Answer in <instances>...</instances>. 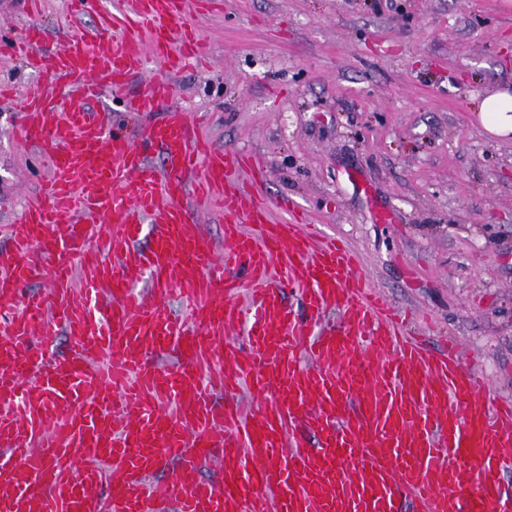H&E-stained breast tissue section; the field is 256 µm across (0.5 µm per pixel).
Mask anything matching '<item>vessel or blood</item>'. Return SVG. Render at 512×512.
<instances>
[{
	"instance_id": "obj_1",
	"label": "vessel or blood",
	"mask_w": 512,
	"mask_h": 512,
	"mask_svg": "<svg viewBox=\"0 0 512 512\" xmlns=\"http://www.w3.org/2000/svg\"><path fill=\"white\" fill-rule=\"evenodd\" d=\"M98 2L70 0L71 21H97L61 51L44 50L35 23L0 48L83 100L61 108L46 90L12 96L20 140L47 175L11 224L12 260L0 265V512H402L406 502L414 512H512L501 490L512 400L488 399L487 379L456 344L433 350L402 335L409 313L375 289L347 243L318 237L296 209L272 221L268 201L232 185L238 170L263 180L261 162L198 140L186 112L169 110L138 143L109 133L95 105L103 88L123 93L133 114L170 98L164 80L124 90L145 55L175 72L200 60L191 15L208 0ZM193 194L223 211V253L187 205ZM94 218L108 224L105 239ZM143 271L146 295L133 286ZM42 277L50 289L29 291ZM174 291L190 300L189 318L168 309ZM238 327L249 352L232 384L263 398L247 418L218 404L201 374ZM62 333L68 352H46ZM157 351L169 365L147 362ZM170 460L176 468L159 479ZM205 463L215 479L202 477Z\"/></svg>"
}]
</instances>
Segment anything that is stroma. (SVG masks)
<instances>
[{"label": "stroma", "instance_id": "1", "mask_svg": "<svg viewBox=\"0 0 512 512\" xmlns=\"http://www.w3.org/2000/svg\"><path fill=\"white\" fill-rule=\"evenodd\" d=\"M68 0H42L48 51L70 35ZM205 63L168 74L147 58L143 79L170 78L174 96L145 118L105 91L116 130L137 133L169 106L204 113L213 146L253 152L251 184L293 203L344 239L396 306L456 340L491 391L512 399V136L479 121L477 104L512 91V0H223L195 17ZM51 86L0 56V84ZM0 101V226L46 175Z\"/></svg>", "mask_w": 512, "mask_h": 512}]
</instances>
